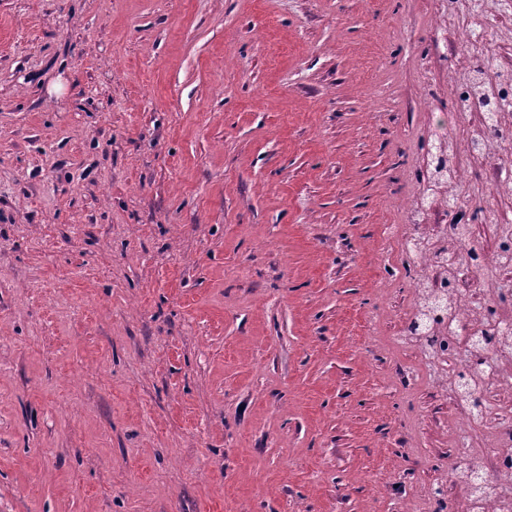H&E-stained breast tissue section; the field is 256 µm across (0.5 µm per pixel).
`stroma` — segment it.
Here are the masks:
<instances>
[{"instance_id": "1", "label": "stroma", "mask_w": 512, "mask_h": 512, "mask_svg": "<svg viewBox=\"0 0 512 512\" xmlns=\"http://www.w3.org/2000/svg\"><path fill=\"white\" fill-rule=\"evenodd\" d=\"M512 0H0V512H462L398 259L512 193ZM467 438L512 424V356Z\"/></svg>"}]
</instances>
